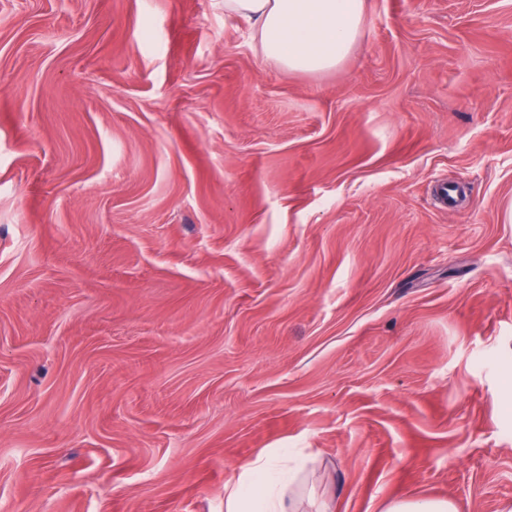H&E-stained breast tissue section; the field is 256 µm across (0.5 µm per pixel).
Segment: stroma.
<instances>
[{"mask_svg": "<svg viewBox=\"0 0 512 512\" xmlns=\"http://www.w3.org/2000/svg\"><path fill=\"white\" fill-rule=\"evenodd\" d=\"M364 5L293 72L224 0H0V512H224L270 448L512 501V0Z\"/></svg>", "mask_w": 512, "mask_h": 512, "instance_id": "35a3bbf8", "label": "stroma"}]
</instances>
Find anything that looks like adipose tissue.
<instances>
[{
	"mask_svg": "<svg viewBox=\"0 0 512 512\" xmlns=\"http://www.w3.org/2000/svg\"><path fill=\"white\" fill-rule=\"evenodd\" d=\"M227 15L250 21L264 54L291 71L336 66L354 48L364 0H224ZM308 461L271 449L224 486V512H335L334 497L317 496Z\"/></svg>",
	"mask_w": 512,
	"mask_h": 512,
	"instance_id": "1",
	"label": "adipose tissue"
}]
</instances>
